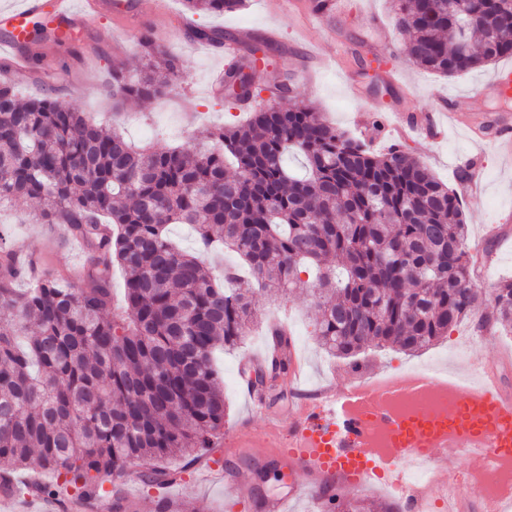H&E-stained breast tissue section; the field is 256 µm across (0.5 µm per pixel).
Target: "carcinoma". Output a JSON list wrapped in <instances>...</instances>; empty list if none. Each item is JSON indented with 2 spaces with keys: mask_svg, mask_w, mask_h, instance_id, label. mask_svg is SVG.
Returning a JSON list of instances; mask_svg holds the SVG:
<instances>
[{
  "mask_svg": "<svg viewBox=\"0 0 512 512\" xmlns=\"http://www.w3.org/2000/svg\"><path fill=\"white\" fill-rule=\"evenodd\" d=\"M192 13L235 12L246 0H184ZM397 27L418 66L444 76L512 55V0H394ZM212 45L224 36L195 27ZM146 63L112 64V97L166 94L176 60L142 40ZM261 93L254 74L224 73V103ZM236 170L228 174L229 168ZM35 199L37 224H64L86 252L80 285L34 277L18 251L0 246V494L32 456L52 472L41 495H99L102 477L132 464L148 484L171 482L155 466L187 462L224 426V389L213 363L258 322L257 296H288L301 274L311 289L318 343L349 360L369 349L416 352L463 319L512 328V281L484 291L466 250L456 194L403 145L373 153L301 101L218 125L185 148H134L48 96L22 98L0 85V205ZM189 224L196 253L180 251L166 226ZM224 246L246 263L224 288L201 257ZM125 277L124 306L112 311V269ZM27 281L19 292L14 283ZM281 355L267 369L288 374L291 333L269 328ZM394 512L323 492L318 512Z\"/></svg>",
  "mask_w": 512,
  "mask_h": 512,
  "instance_id": "1",
  "label": "carcinoma"
}]
</instances>
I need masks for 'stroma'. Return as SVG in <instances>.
<instances>
[{"mask_svg":"<svg viewBox=\"0 0 512 512\" xmlns=\"http://www.w3.org/2000/svg\"><path fill=\"white\" fill-rule=\"evenodd\" d=\"M299 3L300 10L272 14L267 11L265 0H247L241 10L214 15L190 13L183 0H169L164 12L156 9L154 0H141L138 37L152 34L156 43L178 60L180 68L172 76L165 96L130 102L118 109L103 85L109 79L113 60H122L132 69L140 66L143 51L138 37L125 40L122 22L113 15L102 14L59 44L50 64L65 72L67 78L51 85L43 74L49 63L40 52L51 38V29L38 24L26 47L34 59L33 70L29 76L15 80L14 89L25 97L56 98L62 105L84 113L93 123L123 132L138 145H178L203 139L211 126L245 121L249 112L259 111L266 100H253L246 112L220 105L223 92L212 87L211 76L226 64L223 51L185 36L187 27L201 25L233 34L246 31L252 38L269 40L266 73L291 86L290 100L310 103L325 121L350 136L363 137L373 121H386L395 111H431L440 97L455 100L458 112L469 119L512 115V102L503 104L493 96L475 99L470 95L474 86L492 80L502 69H512V56L443 77L409 60L405 37L395 26L391 0H345L343 11L336 15L309 11V0ZM406 144L413 157L457 192L463 189L458 178L461 158L478 156L472 174L481 180L485 192L480 205L469 201L464 204L466 246L470 253H486L478 275L488 284L512 279V161L500 158L491 144L475 146L462 127H448L437 141L412 137ZM33 209V203L25 199L0 209V233L7 244L39 257L60 273L82 264L80 245L67 237L62 225L29 223ZM313 280V275H303L288 298L257 300L264 317L289 325L296 355L305 365V387L312 389L325 381L341 389L398 365L449 372L465 371L472 363L486 362L497 365L502 383L512 389V333H481L468 319L434 346L416 353L368 351L362 369L352 371L345 360L325 352L317 342L308 302ZM271 345L270 337L257 327L235 350L217 355L228 406L225 429H234L246 419L253 438H287L291 404L285 399L271 402L274 420L250 418L239 374L246 357L264 353ZM225 448L223 436H216L209 457L219 469L230 466L255 473L266 468L270 471L266 482L244 488L229 478L202 483L195 466L168 458L160 465L179 471L178 482L157 487L137 477L124 484L123 489L139 499V512H158L157 500L162 496L182 504V512H266L267 500L287 493L289 481L273 471V455L268 449L254 448L231 461L225 456Z\"/></svg>","mask_w":512,"mask_h":512,"instance_id":"35a3bbf8","label":"stroma"}]
</instances>
